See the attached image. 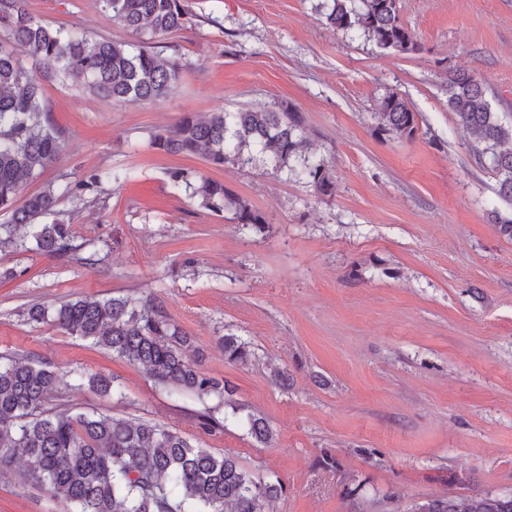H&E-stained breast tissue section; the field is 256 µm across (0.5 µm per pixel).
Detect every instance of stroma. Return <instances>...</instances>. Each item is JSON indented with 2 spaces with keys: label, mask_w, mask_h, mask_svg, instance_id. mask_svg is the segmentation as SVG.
Wrapping results in <instances>:
<instances>
[{
  "label": "stroma",
  "mask_w": 512,
  "mask_h": 512,
  "mask_svg": "<svg viewBox=\"0 0 512 512\" xmlns=\"http://www.w3.org/2000/svg\"><path fill=\"white\" fill-rule=\"evenodd\" d=\"M319 0H188L184 28L161 37L184 69L157 103H113L79 86L42 83L67 141L23 195L118 173L86 207L61 197L79 249L67 259L0 253V357L30 354L63 372L104 373L120 394L59 386L54 404L147 420L193 445L236 456L284 486L266 512H413L444 496L512 495V240L491 224L505 210L459 117L446 79L482 80L512 121V0H399L421 49L379 48L328 25ZM36 19L137 42L98 0H27ZM417 114L410 137L381 132L389 94ZM283 103L336 182L320 196L257 158L215 167L169 155L150 137L181 115ZM180 168L249 202L261 228L201 207L169 179ZM11 271L2 279V271ZM157 297L228 383L227 403L171 397L140 366L49 324L29 305L84 297ZM248 342L250 363L228 361L219 336ZM287 371L288 386L275 370ZM210 405L223 430L203 431ZM265 419L257 443L245 414ZM0 474V512H59Z\"/></svg>",
  "instance_id": "stroma-1"
}]
</instances>
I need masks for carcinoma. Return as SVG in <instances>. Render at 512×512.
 I'll list each match as a JSON object with an SVG mask.
<instances>
[{
  "label": "carcinoma",
  "mask_w": 512,
  "mask_h": 512,
  "mask_svg": "<svg viewBox=\"0 0 512 512\" xmlns=\"http://www.w3.org/2000/svg\"><path fill=\"white\" fill-rule=\"evenodd\" d=\"M100 6L113 22L135 34L147 31L150 38L132 44L91 37L34 18L26 0H0V213L8 215L0 224V249L27 248L17 239L24 229L37 251L70 256L78 250L70 225L47 218L56 215L62 196L90 205L100 193L101 176L92 173L19 200L24 182L51 166L65 143V131L54 123L43 99L40 76H60L116 103L157 102L179 77L180 60L164 56L151 39L185 26V0H100ZM323 8L329 25L360 32L382 49L421 50L400 19L398 0H324ZM17 46L41 65L42 75L17 56ZM448 111L459 116L480 164L495 176L497 194L508 210L492 211V221L512 239V122H503L493 111L484 83L464 72L448 76ZM375 118L381 131L400 136L412 135L417 126L416 113L396 94L384 97ZM304 130L301 112L275 103L260 111L213 112L205 119L185 113L154 134L150 144L216 167L229 160L250 163L256 149L270 155L276 168L302 175L316 194L331 196L336 182L304 139ZM169 178L185 184L215 213L231 211L245 226L264 224L259 212L221 182L205 177L192 182L181 169L170 171ZM27 315L144 367L171 393L192 394L204 402L222 400L228 392L226 384L202 372L191 338L150 297L34 304ZM219 342L227 360L250 361L248 343L240 337L228 334ZM62 379L59 370L28 356L0 361V471L24 460L25 483L46 490L63 512H265V504L283 491L281 482L254 476L233 455H216L162 426L46 408ZM74 382L80 390L101 395L118 390L104 374L77 375ZM244 425L257 442L271 441L263 419L249 415ZM413 512H512V495L437 498Z\"/></svg>",
  "instance_id": "cac0c4a2"
}]
</instances>
